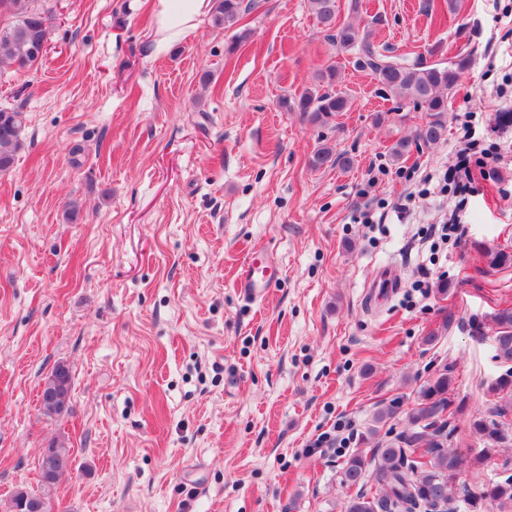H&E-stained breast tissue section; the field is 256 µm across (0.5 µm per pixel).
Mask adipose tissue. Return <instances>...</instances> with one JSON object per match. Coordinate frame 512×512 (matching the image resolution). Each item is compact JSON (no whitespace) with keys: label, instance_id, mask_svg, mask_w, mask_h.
Segmentation results:
<instances>
[{"label":"adipose tissue","instance_id":"1","mask_svg":"<svg viewBox=\"0 0 512 512\" xmlns=\"http://www.w3.org/2000/svg\"><path fill=\"white\" fill-rule=\"evenodd\" d=\"M213 8L214 0H152L154 54L193 35Z\"/></svg>","mask_w":512,"mask_h":512}]
</instances>
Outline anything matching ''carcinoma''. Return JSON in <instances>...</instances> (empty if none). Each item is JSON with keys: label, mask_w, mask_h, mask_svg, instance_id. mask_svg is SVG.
Returning <instances> with one entry per match:
<instances>
[{"label": "carcinoma", "mask_w": 512, "mask_h": 512, "mask_svg": "<svg viewBox=\"0 0 512 512\" xmlns=\"http://www.w3.org/2000/svg\"><path fill=\"white\" fill-rule=\"evenodd\" d=\"M319 23L332 32V39L342 52L358 51L375 75L382 90L411 102L426 112V121L416 132L415 141L425 146L435 144L448 132V93L458 83L467 67L465 57L448 62L428 64L418 61L407 64L387 60L378 53L367 32L350 22H337L336 0H309ZM256 6V0H215L211 15L217 30H236L240 44L248 37L240 26L244 16ZM12 17L0 26V62L19 69L40 60L36 47H45L51 29L48 11L41 0H0V14ZM336 68L321 71L318 84L305 89L294 98L284 97L280 105L285 111L299 112L306 120L327 125L348 110L350 98L344 92L322 89L323 84L336 80ZM26 121L17 108L0 109V171L10 169L24 144ZM309 164L314 169L324 166L346 168L351 159L336 153L328 143L320 144ZM495 359L507 369L487 386L492 406L485 415L473 418L471 428L490 447L480 450L476 460L487 459L499 449L512 446V307L503 308L493 316ZM53 387L57 399L47 398L48 389L41 391V409L45 416L61 412L60 406L71 397L73 377L63 363L57 364L44 379ZM454 379L443 370L420 390L418 401L408 414L407 432L392 441L370 449V455L357 452L350 455L342 467V482L351 487L363 485L356 495L344 503V512H459L464 506L469 512L487 508L491 512H512V458L504 459L503 475L479 491L458 493L460 478L465 472L466 457L445 448L456 430L454 424L460 406L451 399ZM67 441L53 438L48 452L39 462L41 485L52 488L59 476L71 467ZM37 500L40 512H54L51 496L44 491L18 489L11 497V512H17L24 500Z\"/></svg>", "instance_id": "carcinoma-1"}]
</instances>
